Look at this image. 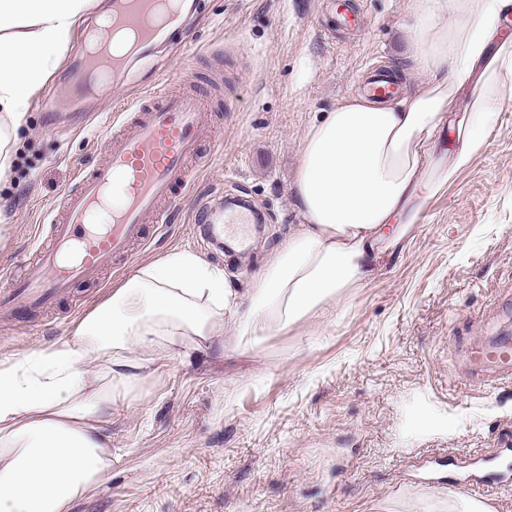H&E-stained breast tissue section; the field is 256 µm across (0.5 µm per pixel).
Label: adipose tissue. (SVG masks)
I'll list each match as a JSON object with an SVG mask.
<instances>
[{"label": "adipose tissue", "mask_w": 512, "mask_h": 512, "mask_svg": "<svg viewBox=\"0 0 512 512\" xmlns=\"http://www.w3.org/2000/svg\"><path fill=\"white\" fill-rule=\"evenodd\" d=\"M91 0H0V178L32 98ZM512 0H411L420 83L394 103L343 99L306 132L295 187L304 222L248 291L187 251L140 265L70 334L0 369V512H67L112 465V403L145 382L158 350L226 349L308 318L364 287L402 250L429 201L486 147L512 87ZM470 89L466 108L459 95ZM452 154L439 157L443 128Z\"/></svg>", "instance_id": "1"}]
</instances>
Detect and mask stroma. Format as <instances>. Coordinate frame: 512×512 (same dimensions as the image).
<instances>
[{
	"label": "stroma",
	"instance_id": "1",
	"mask_svg": "<svg viewBox=\"0 0 512 512\" xmlns=\"http://www.w3.org/2000/svg\"><path fill=\"white\" fill-rule=\"evenodd\" d=\"M360 25L327 27L332 0H195L181 29L138 58L105 94L71 85L107 0L75 27L66 55L33 100L15 164L0 180V277L31 272L38 225L49 223L80 169L101 162L112 107L160 81L200 93L214 128L209 163L166 228L118 270L75 285L40 325L0 321V367L51 346L139 265L188 250L232 287L258 277L301 221L294 196L302 138L367 68L404 88L411 0H355ZM487 146L433 198L413 238L371 283L346 289L318 318L244 337L216 355L162 356L112 405V467L71 512H466L480 500L512 512V382L474 370L469 348L512 337V88ZM262 224L219 249L198 225L225 198ZM470 484L490 485L473 496Z\"/></svg>",
	"mask_w": 512,
	"mask_h": 512
}]
</instances>
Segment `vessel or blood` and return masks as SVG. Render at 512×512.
Here are the masks:
<instances>
[{
	"label": "vessel or blood",
	"mask_w": 512,
	"mask_h": 512,
	"mask_svg": "<svg viewBox=\"0 0 512 512\" xmlns=\"http://www.w3.org/2000/svg\"><path fill=\"white\" fill-rule=\"evenodd\" d=\"M156 0H112V19L137 32L136 46L153 42L161 30L155 23ZM367 96L390 100L399 86L385 72L370 75ZM208 109L193 92H168L146 86L133 110H121L119 130L106 159L79 171L62 197L50 224L38 233L36 277L0 286V313L23 317L53 307L79 281L127 260L134 244H146L147 227L162 231L168 214L160 203H175L191 186L188 161L207 162L199 151V133ZM478 364L497 368L512 380V341L502 339L475 350Z\"/></svg>",
	"instance_id": "1"
}]
</instances>
